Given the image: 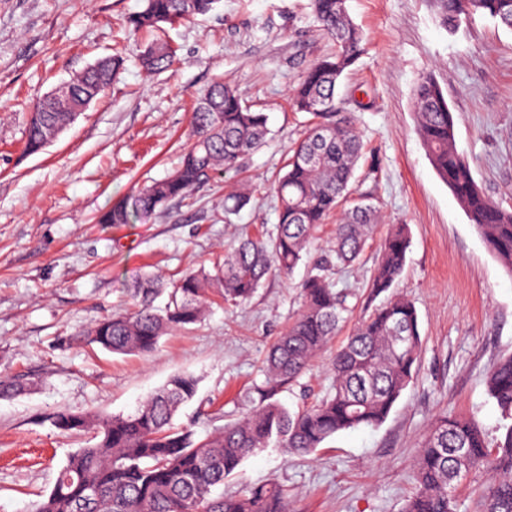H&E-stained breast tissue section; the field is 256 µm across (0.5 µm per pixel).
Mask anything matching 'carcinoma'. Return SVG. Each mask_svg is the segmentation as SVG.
Segmentation results:
<instances>
[{"mask_svg": "<svg viewBox=\"0 0 512 512\" xmlns=\"http://www.w3.org/2000/svg\"><path fill=\"white\" fill-rule=\"evenodd\" d=\"M218 0H144L127 17L133 33L153 34L165 24L205 15ZM317 21L335 50L309 67L289 91L299 112L309 115L305 137L289 155L285 174L274 186L278 200L276 234L247 238L224 253L216 274L189 273L165 285L148 274L136 282L133 307L110 315L80 334L110 353L147 356L162 336L200 321L217 284L226 303L251 299L271 272L291 274L307 253L313 232L338 215L329 249L339 266H351L365 251L377 208L354 193L352 180L363 152L354 121L337 112L340 78L365 51V37L351 19L347 0H312ZM476 15L512 30V0H442L443 22L451 30ZM176 49L159 36L139 55L148 74L173 67ZM123 66L119 55L102 58L38 102L31 113L25 150L43 151L74 122L78 112L100 99ZM418 133L430 163L448 185L489 249L512 275V210L478 187L469 162L457 150L453 114L431 74L413 91ZM192 142L180 166L167 177L112 203L101 224L146 221L174 200H183L213 174L238 167L268 134V115L244 103L238 91L216 79L195 95ZM410 247L409 229L397 226L385 239L370 292L378 296L400 277ZM304 309L272 345L264 382L241 417L218 433L197 439L175 424L191 401L198 381L173 376L132 414H77L59 410L56 428L90 433L94 443L70 456L53 489L33 512H288L285 489L276 481L233 494H217L243 461L268 448L287 457L310 456L331 436L375 427L389 416L412 381L422 347L418 315L411 300L393 296L355 321L346 342L330 359V392L317 404L291 410L277 398L328 350L352 314L347 295L315 274L301 283ZM488 393L500 412L503 440L494 448L483 431L460 418L441 415L423 439L413 474L415 492L404 512H456L454 492L476 474L490 477L474 512H512V356L487 378Z\"/></svg>", "mask_w": 512, "mask_h": 512, "instance_id": "obj_1", "label": "carcinoma"}]
</instances>
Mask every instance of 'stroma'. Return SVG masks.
Returning a JSON list of instances; mask_svg holds the SVG:
<instances>
[{"mask_svg": "<svg viewBox=\"0 0 512 512\" xmlns=\"http://www.w3.org/2000/svg\"><path fill=\"white\" fill-rule=\"evenodd\" d=\"M347 5L367 52L341 81L339 110L361 133L356 187L373 197L381 220L356 265L332 268L328 277L349 292L354 315L370 311L376 301L367 283L380 246L393 225H407L411 245L394 292L414 303L423 346L413 381L379 427L338 433L312 457L266 450L224 485L239 492L277 481L290 512H402L414 490L413 460L439 415L474 421L492 446L504 435L486 381L512 353V275L434 171L413 90L420 76H434L476 183L512 209V30L478 16L449 32L438 0ZM142 7V0H0V378L26 384L0 398V512H31L84 446V436L53 426L57 410L127 414L173 375L189 374L198 392L179 424L203 438L239 418L335 229L328 223L315 231L291 275L271 273L247 303L212 305L149 356L77 341L96 320L130 308L144 275L173 281L213 269L240 238L274 231L270 185L307 119L287 93L334 49L310 0H219L206 15L166 26L179 62L149 77L136 59L140 41L122 28ZM115 53L125 65L102 99L42 153L24 155L33 106ZM217 78L268 114L262 146L238 171L214 176L146 222L98 223L112 200L178 165L191 143L193 95ZM241 185L249 203L225 212V194ZM331 383L322 357L278 398L308 406Z\"/></svg>", "mask_w": 512, "mask_h": 512, "instance_id": "1", "label": "stroma"}]
</instances>
